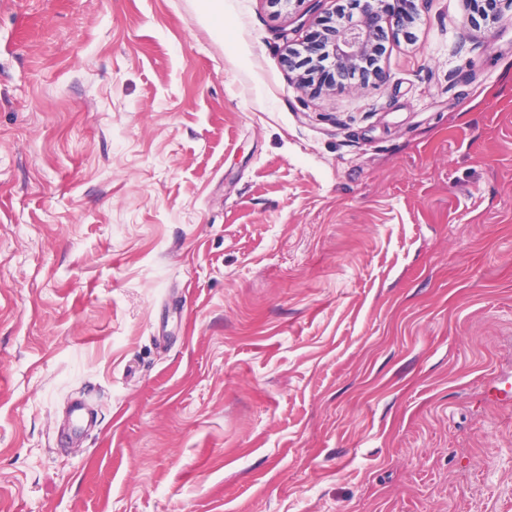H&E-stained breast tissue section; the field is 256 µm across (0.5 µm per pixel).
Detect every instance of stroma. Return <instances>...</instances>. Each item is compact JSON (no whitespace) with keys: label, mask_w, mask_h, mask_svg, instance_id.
Masks as SVG:
<instances>
[{"label":"stroma","mask_w":512,"mask_h":512,"mask_svg":"<svg viewBox=\"0 0 512 512\" xmlns=\"http://www.w3.org/2000/svg\"><path fill=\"white\" fill-rule=\"evenodd\" d=\"M0 0V512H512V0ZM356 2H360V13L357 20L344 19L338 22L349 12L351 18L354 16L352 12L356 6L351 2H348L349 12H346V6H342L343 8L334 19L329 16L316 17L313 25L319 27L320 30L311 32L301 42L306 56L297 62L295 58H299L301 52L299 50L294 52L293 49L289 52L286 58L289 69L295 71L304 68L303 72L297 75V80L300 83L308 84L311 77L315 76L314 71L319 68V65L322 70L327 68L329 53L326 52L322 57L326 47L331 49V67L334 76L332 83L334 82L336 85V76L341 81L347 80L352 70L373 54L376 44L385 33V26L392 25L397 30H403L413 23V18L416 19V5L413 0L407 1L410 2L407 14L392 18L382 9L381 2L383 0H356ZM336 22H338L337 26ZM375 61L376 58L372 55L360 66L358 71L362 73L367 71L369 67L375 65ZM356 70L352 72V77L358 72Z\"/></svg>","instance_id":"35a3bbf8"}]
</instances>
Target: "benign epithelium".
Here are the masks:
<instances>
[{
  "label": "benign epithelium",
  "instance_id": "7a95c632",
  "mask_svg": "<svg viewBox=\"0 0 512 512\" xmlns=\"http://www.w3.org/2000/svg\"><path fill=\"white\" fill-rule=\"evenodd\" d=\"M359 18L336 21L333 18L317 17L313 25L317 30L311 32L301 42L303 51L288 54L286 61L292 71H299L297 80L302 84L310 82L319 68L318 62L325 52L331 49V67L333 76L344 81L350 77L359 63L373 54L385 27L391 25L399 30L408 28L416 17V5L410 3L407 13L389 17L382 9L383 0H358Z\"/></svg>",
  "mask_w": 512,
  "mask_h": 512
}]
</instances>
